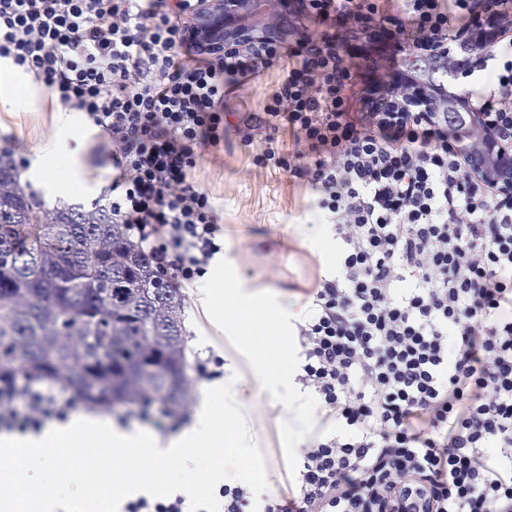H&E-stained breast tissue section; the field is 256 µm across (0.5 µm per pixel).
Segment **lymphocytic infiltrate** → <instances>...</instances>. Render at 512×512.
Wrapping results in <instances>:
<instances>
[{
    "instance_id": "f902f5d3",
    "label": "lymphocytic infiltrate",
    "mask_w": 512,
    "mask_h": 512,
    "mask_svg": "<svg viewBox=\"0 0 512 512\" xmlns=\"http://www.w3.org/2000/svg\"><path fill=\"white\" fill-rule=\"evenodd\" d=\"M207 0H0V58L84 112L117 174L110 209L169 288L224 249L195 178L227 133L294 177L331 224L336 279L308 289L299 382L339 432L309 440L263 512H512V195L473 174L454 125L396 86L350 90L364 62L453 46L512 0H288L268 43L202 32ZM475 106L512 143V34L482 48ZM258 110L230 102L266 71ZM77 397L0 389V426L65 420Z\"/></svg>"
}]
</instances>
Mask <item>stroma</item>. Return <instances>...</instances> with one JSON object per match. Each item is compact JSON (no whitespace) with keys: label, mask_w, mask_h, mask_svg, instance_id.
<instances>
[{"label":"stroma","mask_w":512,"mask_h":512,"mask_svg":"<svg viewBox=\"0 0 512 512\" xmlns=\"http://www.w3.org/2000/svg\"><path fill=\"white\" fill-rule=\"evenodd\" d=\"M199 179L223 220L225 241L261 282L302 296L325 277V270L291 236L292 225L303 222L311 212L308 193L297 182L251 168L247 151L232 136L224 143L223 162L202 163ZM10 455L15 467L9 475L20 501L35 494L58 493L64 478L78 477L87 468L82 449L65 448L58 454L62 475L37 483L26 476L38 457L37 450L16 448Z\"/></svg>","instance_id":"stroma-1"}]
</instances>
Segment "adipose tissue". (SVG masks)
Here are the masks:
<instances>
[{
    "label": "adipose tissue",
    "instance_id": "1",
    "mask_svg": "<svg viewBox=\"0 0 512 512\" xmlns=\"http://www.w3.org/2000/svg\"><path fill=\"white\" fill-rule=\"evenodd\" d=\"M43 100V90L31 75L11 61L0 62L1 114L38 112ZM44 125V132L29 146L23 180L61 199L93 193L111 180V165L99 164L90 150L94 130L83 112L58 104L45 116ZM292 233L323 268H332L337 244L329 225L297 224ZM190 292L201 341L214 345L223 339L227 348L223 382L202 392L183 430L163 437L136 425L120 426L103 414L81 411L65 426L52 425L37 434L1 435L0 447L52 448L62 443L87 449L92 459L101 451L144 454L167 465L169 489L186 493L192 478L216 463L225 482L234 484L252 482L251 471H266L261 428L253 418L256 402H265L284 458H294L307 439L332 430L333 423L315 394L298 382L297 367L284 369L278 364L275 344L263 350L244 344L248 327L238 316L244 308L262 311L271 316L278 335L287 338L308 318V303L273 284L260 283L227 253L214 256ZM220 413L232 422L231 434L217 427ZM86 496V486L71 478L59 496L22 504L13 497L9 479L0 477V512H84Z\"/></svg>",
    "mask_w": 512,
    "mask_h": 512
}]
</instances>
